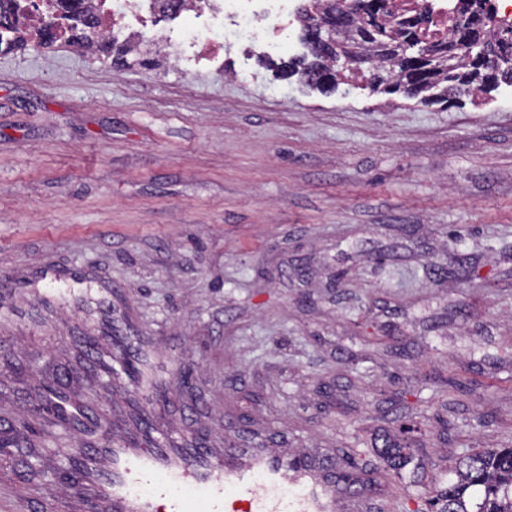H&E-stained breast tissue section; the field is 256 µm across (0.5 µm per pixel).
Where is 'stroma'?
Instances as JSON below:
<instances>
[{
    "label": "stroma",
    "mask_w": 512,
    "mask_h": 512,
    "mask_svg": "<svg viewBox=\"0 0 512 512\" xmlns=\"http://www.w3.org/2000/svg\"><path fill=\"white\" fill-rule=\"evenodd\" d=\"M177 33L146 32L145 66L0 54V289L35 288L44 266L93 277L38 335L0 318V404L41 426L28 367L76 371L81 301L108 288L113 327L161 347L156 430L225 451L258 429L290 457L351 456L374 467L372 512H416L458 457L512 442V87L428 103L341 65L316 88L290 70L299 22L220 63L153 50ZM181 369L194 390L174 386ZM452 375L478 384L444 426ZM395 403L415 424L401 475L371 450L399 435ZM74 442L39 433L0 454L24 512H76L44 493Z\"/></svg>",
    "instance_id": "35a3bbf8"
}]
</instances>
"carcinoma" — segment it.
Instances as JSON below:
<instances>
[{
    "label": "carcinoma",
    "instance_id": "1",
    "mask_svg": "<svg viewBox=\"0 0 512 512\" xmlns=\"http://www.w3.org/2000/svg\"><path fill=\"white\" fill-rule=\"evenodd\" d=\"M24 0H0V53L23 40ZM62 18L82 24L72 36L105 53L111 40L99 35L86 0H56ZM336 0H310L298 12L312 61L300 71L312 86L336 83L334 63L349 52L355 38L362 39L354 63L368 65L369 83L386 93L401 92L409 98L448 102V97L474 90L512 86V16L500 15L490 0H450L448 26L433 17L434 7L418 8L413 0H393L388 8L360 0L359 17L347 25L339 43L321 36L318 22L336 18ZM503 61L493 73L483 59ZM45 401L64 396L59 379L41 380ZM378 462L401 469L400 459L388 441L374 442ZM455 478L436 491L440 512H512V446L491 448L461 456L453 469Z\"/></svg>",
    "mask_w": 512,
    "mask_h": 512
}]
</instances>
